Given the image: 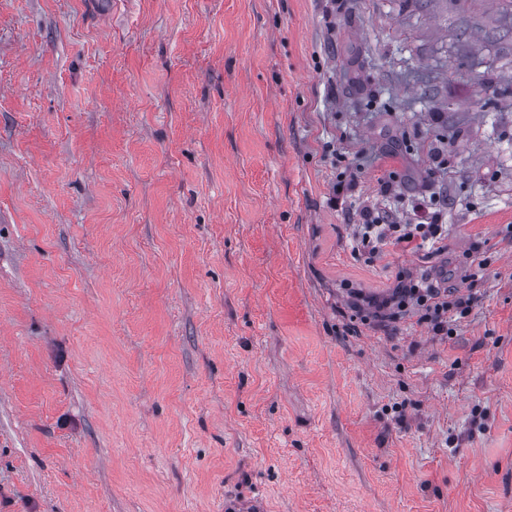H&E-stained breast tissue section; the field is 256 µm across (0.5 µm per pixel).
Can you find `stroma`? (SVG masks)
Instances as JSON below:
<instances>
[{
    "mask_svg": "<svg viewBox=\"0 0 512 512\" xmlns=\"http://www.w3.org/2000/svg\"><path fill=\"white\" fill-rule=\"evenodd\" d=\"M344 175L444 252L356 256ZM401 270L454 336L356 319ZM253 500L512 512V9L0 0V512Z\"/></svg>",
    "mask_w": 512,
    "mask_h": 512,
    "instance_id": "stroma-1",
    "label": "stroma"
}]
</instances>
